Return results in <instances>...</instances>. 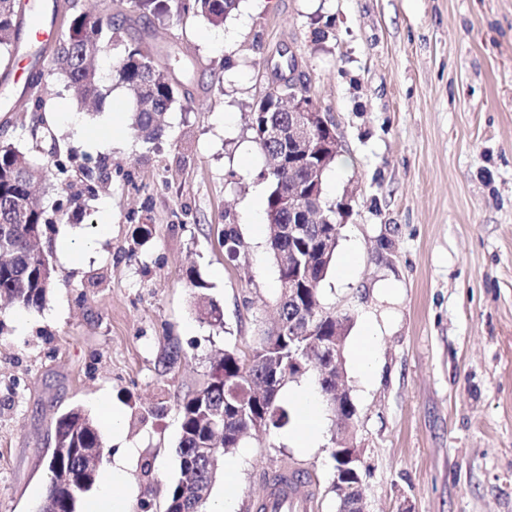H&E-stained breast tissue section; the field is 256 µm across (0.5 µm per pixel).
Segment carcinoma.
<instances>
[{"label": "carcinoma", "mask_w": 512, "mask_h": 512, "mask_svg": "<svg viewBox=\"0 0 512 512\" xmlns=\"http://www.w3.org/2000/svg\"><path fill=\"white\" fill-rule=\"evenodd\" d=\"M136 11H148L163 18L191 16L218 26L238 7L239 0H131ZM21 9L16 0H0V55H11L21 31ZM112 22L92 18L85 12L72 15L68 28L59 34L57 65L73 99L96 102L101 96L99 78L89 64L92 42L102 43L103 29ZM152 61L138 45L124 48L112 72V80L136 100L137 108L126 120L128 132L148 146L155 145L163 131L165 114L178 101V82L166 67H151ZM250 127L269 166L271 176L266 221L269 250L277 266L280 288L278 315L284 332H266L249 357L237 351H224L212 365L208 379L179 403L181 433L178 442L180 477L170 487L165 512H207L206 506L221 472L225 454L239 447L252 432L244 416L261 415L264 430L281 429L290 423L288 408L279 403L285 382L306 374L313 363L302 356L300 341L294 336L304 315L315 312V336L323 343L336 340V325L350 321L347 314H336L320 305V286L336 251L334 202L324 204L331 223L304 224L297 237L288 236V188L309 180V166L299 163L296 148L288 139H275L269 133L288 128V113L278 94L267 92L250 106ZM31 148L19 149L0 140V298L26 309H39L54 284L50 251L37 247L50 229L53 218L34 195L35 184L46 177L47 167L33 157L44 136L40 127L29 130ZM301 268L302 281L296 293L288 296V278ZM198 318L221 327L224 314L219 304L204 293L196 296ZM56 461L48 463L50 483L41 512H76L78 498L91 490L96 481L95 466L89 456L104 448L94 420L73 407L56 422ZM336 473L351 488L344 491L342 512H356L361 476H350L344 469L342 452L335 454Z\"/></svg>", "instance_id": "obj_1"}]
</instances>
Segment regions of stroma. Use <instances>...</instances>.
<instances>
[{"mask_svg":"<svg viewBox=\"0 0 512 512\" xmlns=\"http://www.w3.org/2000/svg\"><path fill=\"white\" fill-rule=\"evenodd\" d=\"M77 9L114 24L96 60L98 108L68 96L54 50L21 40L0 62V74L31 69L45 82L42 108L24 112L5 109L22 83L0 84V140L29 148V127L42 124L37 158L66 164L81 202L46 240L56 273L45 306L0 301V512H38L55 421L75 406L99 423L109 452L105 410L123 414V441L137 450L132 512H163L179 476V402L215 357L250 352L273 323L278 270L267 236L245 222L264 214L270 192L247 112L285 50L338 126L323 191L348 215L320 298L351 316L350 438L363 450L366 506L512 512V0H240L217 28L145 17L130 0H78L59 6L55 27ZM327 22L329 36H317ZM131 43L181 83L151 149L125 130L135 104L112 82ZM87 165L99 168L92 197ZM228 224L240 238L233 254ZM352 249L357 263L341 271ZM191 268L223 327L197 318ZM368 328L370 379L354 354ZM175 347L181 356L166 366ZM320 409L316 447L262 432L230 453L235 512H256L283 470L313 482L312 512H337L336 416Z\"/></svg>","mask_w":512,"mask_h":512,"instance_id":"obj_1","label":"stroma"}]
</instances>
